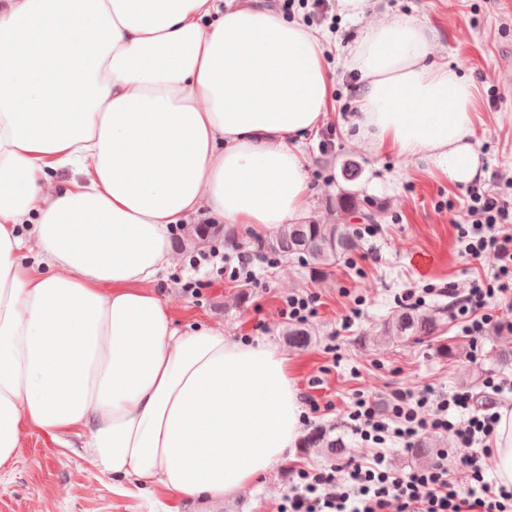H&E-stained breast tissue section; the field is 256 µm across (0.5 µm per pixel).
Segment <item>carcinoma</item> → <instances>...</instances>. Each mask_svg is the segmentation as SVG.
I'll list each match as a JSON object with an SVG mask.
<instances>
[{
  "label": "carcinoma",
  "instance_id": "1",
  "mask_svg": "<svg viewBox=\"0 0 512 512\" xmlns=\"http://www.w3.org/2000/svg\"><path fill=\"white\" fill-rule=\"evenodd\" d=\"M220 235L227 241L235 240L234 232L221 224H193L188 239L196 246L207 244ZM257 246L285 259L297 258L314 271L326 273L346 255L357 249L354 232L346 224H318L302 221L290 224L273 239H259ZM437 327L434 313L413 309L396 314L383 323L382 335L401 342L417 341L433 335ZM306 448H329L334 453L342 451L338 440H329L321 430H315L304 440Z\"/></svg>",
  "mask_w": 512,
  "mask_h": 512
}]
</instances>
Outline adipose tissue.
I'll return each instance as SVG.
<instances>
[{
    "label": "adipose tissue",
    "instance_id": "obj_1",
    "mask_svg": "<svg viewBox=\"0 0 512 512\" xmlns=\"http://www.w3.org/2000/svg\"><path fill=\"white\" fill-rule=\"evenodd\" d=\"M339 6L367 20L347 57L363 145L476 178L474 85L430 61L417 19ZM325 60L316 34L248 0L0 6V471L24 429L84 432L101 474L161 487L180 512L287 459L304 410L285 355L177 327L150 284L190 214L260 234L302 215ZM88 161L89 178L45 192L49 170ZM499 414L489 462L512 486V409Z\"/></svg>",
    "mask_w": 512,
    "mask_h": 512
}]
</instances>
